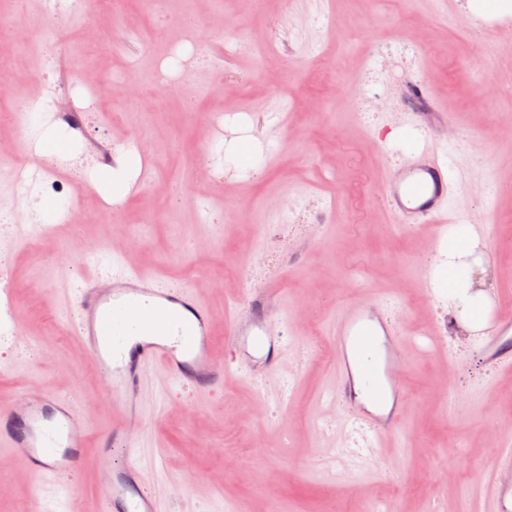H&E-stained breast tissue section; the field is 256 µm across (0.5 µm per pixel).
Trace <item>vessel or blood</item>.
Segmentation results:
<instances>
[{
    "label": "vessel or blood",
    "mask_w": 512,
    "mask_h": 512,
    "mask_svg": "<svg viewBox=\"0 0 512 512\" xmlns=\"http://www.w3.org/2000/svg\"><path fill=\"white\" fill-rule=\"evenodd\" d=\"M384 194L403 226L445 217L448 168L413 161L386 180ZM268 301L267 295L255 292L246 309L231 315L219 360L213 355L211 310L188 285L142 269L86 281L73 303V326L95 365L112 426L100 434L95 449H87L85 403L74 394L31 382L0 408V466L18 461L35 478L55 484L90 468L104 489L97 512H157L154 486L137 459L146 369L160 368L168 383L196 395L223 388L234 369L266 383L281 366L283 348L273 322L260 312ZM148 305L182 317L183 338L171 340L161 323L146 336L124 333L123 318ZM329 339L336 353L331 399L337 410L363 423L373 438L400 433L409 338L394 316L393 304L367 298L347 308ZM484 355L491 370H512L511 317L497 319ZM120 448L127 454L123 464L114 459ZM492 467L494 478L486 486L492 508L512 512V441L499 448Z\"/></svg>",
    "instance_id": "obj_1"
}]
</instances>
